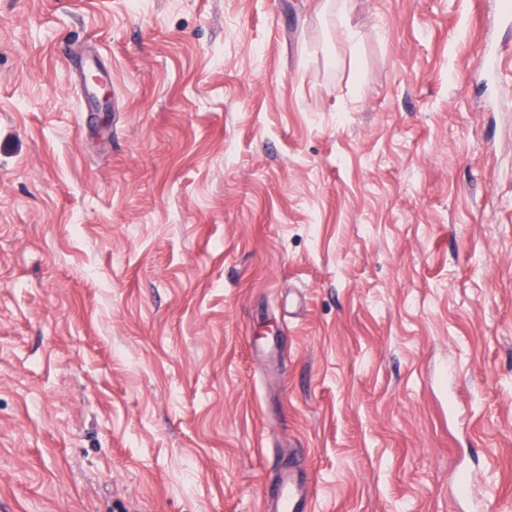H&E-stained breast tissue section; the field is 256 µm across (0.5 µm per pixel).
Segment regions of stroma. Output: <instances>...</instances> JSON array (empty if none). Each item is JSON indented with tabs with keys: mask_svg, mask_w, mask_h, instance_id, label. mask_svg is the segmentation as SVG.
Returning <instances> with one entry per match:
<instances>
[{
	"mask_svg": "<svg viewBox=\"0 0 512 512\" xmlns=\"http://www.w3.org/2000/svg\"><path fill=\"white\" fill-rule=\"evenodd\" d=\"M504 3L0 0V512H512ZM264 512H312L309 478L291 459L277 463L266 485Z\"/></svg>",
	"mask_w": 512,
	"mask_h": 512,
	"instance_id": "35a3bbf8",
	"label": "stroma"
}]
</instances>
